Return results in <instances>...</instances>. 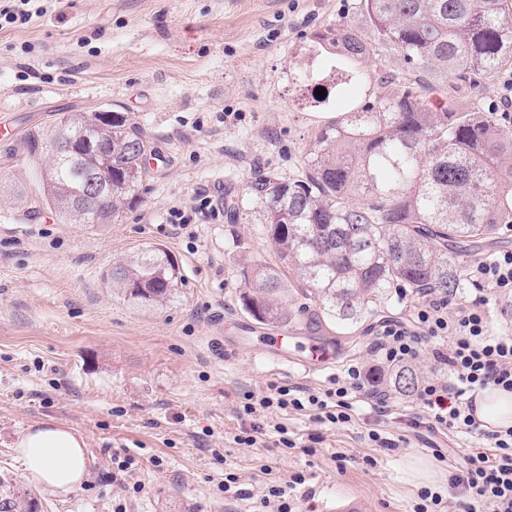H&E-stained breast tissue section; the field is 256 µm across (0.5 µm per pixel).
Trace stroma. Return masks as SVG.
<instances>
[{"mask_svg":"<svg viewBox=\"0 0 512 512\" xmlns=\"http://www.w3.org/2000/svg\"><path fill=\"white\" fill-rule=\"evenodd\" d=\"M353 0H42L27 24L0 27V512H251L269 480L306 478L292 492L294 512H318L325 493H355L367 512H410L418 485L409 457L430 460L434 490L468 442L413 426L415 396L388 379L378 389L385 413L361 405L354 423L333 428L288 418L293 449L276 434L243 448L234 438L246 394L268 385L327 387L343 365L378 366L381 324L409 319L419 296L393 291L378 313L339 329L308 324L306 301L283 302L303 336H330L344 349L319 372L275 363L225 345L218 323L249 320L243 270L273 264L256 179L298 173L319 130L346 111V96L316 102L335 80V58L311 37L343 23L368 30ZM128 112L147 135L153 161L140 201L103 229L60 224L38 207L39 184L26 161L24 132L62 112ZM212 200L197 213L199 194ZM238 204L230 223L224 205ZM191 214L173 228L171 207ZM149 246L177 261L182 281L171 302L145 309L127 301L107 276L115 263ZM484 299L494 329L506 325L502 289L464 279L456 303ZM81 432L89 458L85 485L60 497L28 484L12 444L39 421ZM382 426L402 443L373 447ZM321 441L304 450L309 434ZM346 455L337 461L336 452ZM376 459V466L365 463ZM132 459L127 471L117 469ZM238 476L241 498H225V474ZM141 492H133V484Z\"/></svg>","mask_w":512,"mask_h":512,"instance_id":"1","label":"stroma"}]
</instances>
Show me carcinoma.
I'll list each match as a JSON object with an SVG mask.
<instances>
[{
    "label": "carcinoma",
    "mask_w": 512,
    "mask_h": 512,
    "mask_svg": "<svg viewBox=\"0 0 512 512\" xmlns=\"http://www.w3.org/2000/svg\"><path fill=\"white\" fill-rule=\"evenodd\" d=\"M370 36L349 24L314 33L316 47L336 56L347 82L365 79L363 61L379 50L394 68L376 79L379 93L320 129L301 173L265 176L251 193L279 263L246 271V309L258 320L288 323L280 301L288 271L317 317L350 326L375 314L394 288L423 293L462 287L455 248L512 231V130L507 114L481 91L512 66V0H356ZM473 91L460 107L445 101V82ZM99 112L63 114L23 136L39 176L41 204L63 224L99 226L78 204L102 159L71 163L50 148L62 135L85 133L104 143L112 161V223L138 199L148 149L140 123L125 112L97 124ZM110 280L145 308L170 300L180 268L158 247L112 267ZM396 390L412 393L409 365L394 367Z\"/></svg>",
    "instance_id": "cac0c4a2"
}]
</instances>
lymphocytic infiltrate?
<instances>
[{"label":"lymphocytic infiltrate","instance_id":"obj_1","mask_svg":"<svg viewBox=\"0 0 512 512\" xmlns=\"http://www.w3.org/2000/svg\"><path fill=\"white\" fill-rule=\"evenodd\" d=\"M438 343L435 358L450 370L448 378L425 379L417 399L429 428L487 440L489 452L463 449L452 468L449 486L461 495L463 512H512V428L484 429L475 415V396L488 387L512 392V336L493 334L480 301L450 306L445 297H423L410 320L381 325L375 343L378 358L388 366L418 359L425 343ZM376 381L360 364L348 365L318 393L303 385H269L266 392L247 395L242 416H278L273 429L278 442L296 448L281 418L307 413L321 424L354 423L359 404L368 402Z\"/></svg>","mask_w":512,"mask_h":512}]
</instances>
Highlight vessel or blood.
<instances>
[{
  "label": "vessel or blood",
  "instance_id": "vessel-or-blood-1",
  "mask_svg": "<svg viewBox=\"0 0 512 512\" xmlns=\"http://www.w3.org/2000/svg\"><path fill=\"white\" fill-rule=\"evenodd\" d=\"M236 349L264 354L275 361H293L320 370L333 360L332 349L312 340L308 345H299L294 334L289 331L274 336L264 335L262 330L252 324L241 327V333L232 337ZM320 512H365L362 498L353 494H336L323 497Z\"/></svg>",
  "mask_w": 512,
  "mask_h": 512
}]
</instances>
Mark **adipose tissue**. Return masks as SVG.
I'll return each mask as SVG.
<instances>
[{
	"label": "adipose tissue",
	"instance_id": "ef3b65f1",
	"mask_svg": "<svg viewBox=\"0 0 512 512\" xmlns=\"http://www.w3.org/2000/svg\"><path fill=\"white\" fill-rule=\"evenodd\" d=\"M476 415L494 429L512 428V393L482 391ZM26 479L62 497L81 491L88 472L86 441L71 426L49 419L31 425L13 443Z\"/></svg>",
	"mask_w": 512,
	"mask_h": 512
}]
</instances>
